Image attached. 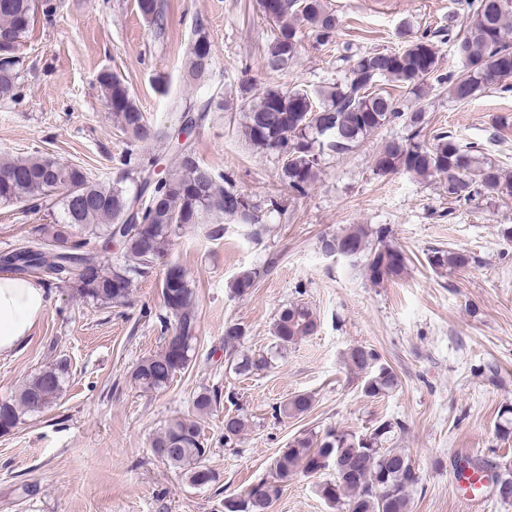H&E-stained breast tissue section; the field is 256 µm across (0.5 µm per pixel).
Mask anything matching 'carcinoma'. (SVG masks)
<instances>
[{"label":"carcinoma","mask_w":512,"mask_h":512,"mask_svg":"<svg viewBox=\"0 0 512 512\" xmlns=\"http://www.w3.org/2000/svg\"><path fill=\"white\" fill-rule=\"evenodd\" d=\"M141 14L160 27L163 16L158 0H139ZM260 10L273 23V34L263 58L264 68L283 73L295 61L304 35L326 41L338 20L325 0H258ZM464 28L448 32L462 70L450 83L458 101H469L483 90L498 85L512 89V0H468ZM56 12L53 0H0V95L10 94L19 79L17 52L37 15L51 18ZM344 78L317 101L304 89H269L243 114V137L259 149L283 159L281 180L302 195L317 180L319 161L324 155H344L383 126L401 117L394 99L379 87V82L399 87L420 99L424 82L438 74L439 51L423 36L401 48L375 50L349 57ZM212 65L207 36L195 33L184 71L189 83L202 79ZM104 100L120 130L135 140L150 135L170 146V167L163 181L146 169L139 188L130 193L118 183L91 178L80 166L63 163L41 154L25 159L0 158V201L29 203L54 196L60 218L51 225L45 242L33 240L0 255V268L18 275L41 272L72 288L76 297L100 305L122 303L129 297L134 282L152 273L165 261L161 293L165 314L159 317L164 340L162 349L137 365L134 381L147 391L167 389L176 373L186 369L197 341L195 289L182 266L165 260L173 238L187 224H220L230 219L240 224H257L255 205L238 208L239 192L221 185V176L202 165L189 141L180 134L195 128L201 117L187 112L178 128L151 132L144 113L135 104L129 88L114 74L97 77ZM410 135L406 142L389 141L377 153L374 169L380 175L400 172L436 177L446 189L448 200L469 204L481 199L512 197V174L480 157V151L465 149L452 136H436L427 147L419 141L425 122L422 110L406 116ZM116 244L124 262L104 265L105 253L82 250L70 242L73 229ZM387 231H372L356 225L341 233L320 238L321 250L328 255L364 258V272L374 284L397 281L407 272L408 258L398 246L386 241ZM475 258L465 251L433 249L427 262L435 270L461 271ZM258 273L239 272L229 284L232 293L242 297L255 287ZM317 329L314 312L302 303L283 307L272 326L279 347H286ZM244 329L234 323L224 329V357L237 375L246 376L270 366L267 358L240 350ZM349 360L365 374L363 393L381 397L399 385L396 373L381 361L372 348L355 346ZM65 369L47 367L27 380L19 393L0 401V433L17 426L27 412H37L59 398ZM312 397L296 394L275 407L285 417L308 412ZM248 421L239 414L224 416V444L233 445L246 431ZM393 423H380L370 435L328 428L320 436L294 437L274 461V473L262 479L243 495L224 498V512H272L288 481L301 472L321 475L329 470L333 478L317 485V494L336 512H410L411 491L420 476L408 453L384 448L382 443L393 433ZM153 454L181 469L197 487L215 481L214 472L203 465L208 454L195 421L173 418L151 442Z\"/></svg>","instance_id":"cac0c4a2"}]
</instances>
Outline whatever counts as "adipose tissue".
Returning <instances> with one entry per match:
<instances>
[{"label": "adipose tissue", "instance_id": "1", "mask_svg": "<svg viewBox=\"0 0 512 512\" xmlns=\"http://www.w3.org/2000/svg\"><path fill=\"white\" fill-rule=\"evenodd\" d=\"M47 305L46 290L38 283L0 272V355L30 335Z\"/></svg>", "mask_w": 512, "mask_h": 512}]
</instances>
